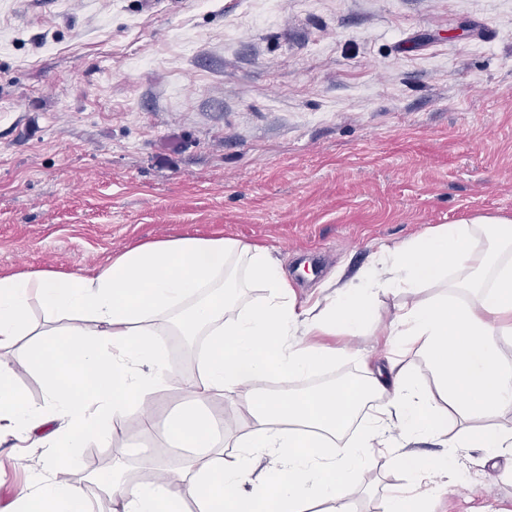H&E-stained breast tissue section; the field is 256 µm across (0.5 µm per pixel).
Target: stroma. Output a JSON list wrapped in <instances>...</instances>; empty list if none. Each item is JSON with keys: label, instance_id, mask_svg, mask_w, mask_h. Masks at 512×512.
I'll return each mask as SVG.
<instances>
[{"label": "stroma", "instance_id": "35a3bbf8", "mask_svg": "<svg viewBox=\"0 0 512 512\" xmlns=\"http://www.w3.org/2000/svg\"><path fill=\"white\" fill-rule=\"evenodd\" d=\"M477 216L512 219V0H0V271L73 274L140 243L271 249L296 299H325L383 247ZM314 383L363 378L383 350ZM21 338L4 353L33 403ZM139 414L93 457L138 459ZM51 451L0 440V512ZM434 512H512V459H460ZM388 454L350 512L405 484Z\"/></svg>", "mask_w": 512, "mask_h": 512}]
</instances>
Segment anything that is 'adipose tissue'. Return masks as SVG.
I'll return each mask as SVG.
<instances>
[{"mask_svg": "<svg viewBox=\"0 0 512 512\" xmlns=\"http://www.w3.org/2000/svg\"><path fill=\"white\" fill-rule=\"evenodd\" d=\"M257 284L265 297L242 304L240 290ZM437 293L422 297L425 286ZM413 294L383 329L385 364L363 380L324 383L294 395L273 382L301 383L320 367L351 356L349 346L310 338L327 326L363 335L380 298ZM39 302L60 327L30 320ZM205 339L195 374L171 366L160 339L169 333ZM512 335V219L479 216L445 224L381 249L356 283L324 305L297 307L271 250L234 239L175 237L115 254L106 264L61 277L47 271L0 274V349L33 337L30 357L43 370V403L28 401L0 361V433L51 448L47 474L24 487L27 512H83L86 493L69 483L73 451L94 440L109 444L118 425L140 410L146 430L186 447L174 470L180 485L158 480L164 461L144 456L139 475L122 468L100 484L113 512H348L356 473L380 452L429 489L393 488L384 512H431L434 496L463 487L459 457L472 449L488 458L512 455V364L500 343ZM419 350L436 392L409 372L402 355ZM174 384L181 409L156 424L144 405L158 385ZM244 409L248 427L217 432L216 401ZM461 428L449 434V409ZM495 419L490 428L471 417ZM440 441L428 455L410 446Z\"/></svg>", "mask_w": 512, "mask_h": 512, "instance_id": "adipose-tissue-1", "label": "adipose tissue"}]
</instances>
